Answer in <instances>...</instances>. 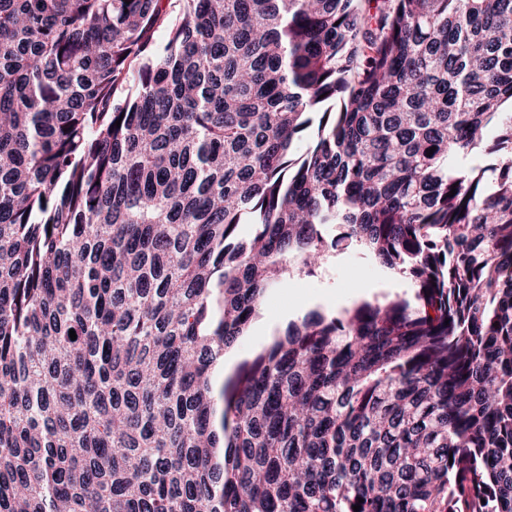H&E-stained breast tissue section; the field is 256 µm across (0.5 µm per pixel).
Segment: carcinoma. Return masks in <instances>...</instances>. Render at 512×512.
Listing matches in <instances>:
<instances>
[{
	"label": "carcinoma",
	"mask_w": 512,
	"mask_h": 512,
	"mask_svg": "<svg viewBox=\"0 0 512 512\" xmlns=\"http://www.w3.org/2000/svg\"><path fill=\"white\" fill-rule=\"evenodd\" d=\"M160 2L0 0V512H512V0ZM364 257L350 246L311 273L293 270L280 286L268 290L262 317L226 353V362L259 351L274 328L284 334L290 321L311 311L342 309L363 298L390 300L411 291L407 279L388 275L375 260Z\"/></svg>",
	"instance_id": "carcinoma-1"
}]
</instances>
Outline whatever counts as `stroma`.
Here are the masks:
<instances>
[{
	"label": "stroma",
	"instance_id": "1",
	"mask_svg": "<svg viewBox=\"0 0 512 512\" xmlns=\"http://www.w3.org/2000/svg\"><path fill=\"white\" fill-rule=\"evenodd\" d=\"M410 283L391 276L360 250L349 247L336 251L324 267L312 272H291L284 282L269 289L263 301V314L252 323L227 352V359L256 352L273 330H286L290 321L314 310H335L363 298L393 299L409 292Z\"/></svg>",
	"mask_w": 512,
	"mask_h": 512
}]
</instances>
